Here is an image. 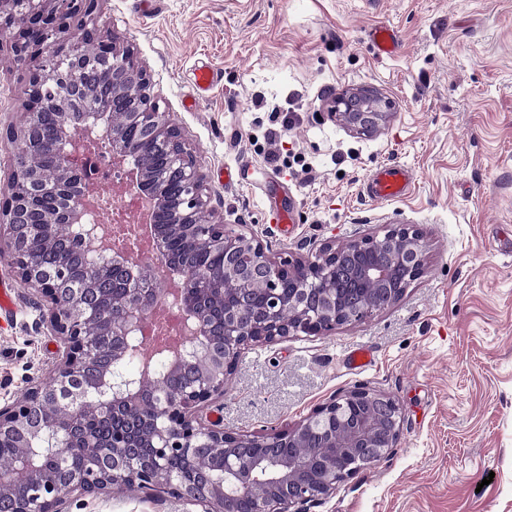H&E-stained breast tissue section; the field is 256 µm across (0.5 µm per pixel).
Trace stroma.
I'll return each mask as SVG.
<instances>
[{
  "instance_id": "stroma-1",
  "label": "stroma",
  "mask_w": 512,
  "mask_h": 512,
  "mask_svg": "<svg viewBox=\"0 0 512 512\" xmlns=\"http://www.w3.org/2000/svg\"><path fill=\"white\" fill-rule=\"evenodd\" d=\"M98 25L135 49L220 197L224 224L272 252L414 224L426 274L392 307L328 336L244 349L213 404L225 428L293 425L332 395L364 385L396 398L394 452L311 512H512V0H99ZM399 47L376 56L369 32ZM0 28V131L24 110L29 64ZM217 75L198 94L192 72ZM389 104L376 133L332 114L338 94ZM290 124L282 143L268 129ZM412 168L407 197L360 195L382 164ZM292 210L283 236L273 211ZM13 314L0 318V405L43 382L57 341L33 289L0 257ZM366 347L356 370L348 350ZM65 512H195L154 489L69 496Z\"/></svg>"
}]
</instances>
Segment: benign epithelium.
Listing matches in <instances>:
<instances>
[{
  "instance_id": "obj_1",
  "label": "benign epithelium",
  "mask_w": 512,
  "mask_h": 512,
  "mask_svg": "<svg viewBox=\"0 0 512 512\" xmlns=\"http://www.w3.org/2000/svg\"><path fill=\"white\" fill-rule=\"evenodd\" d=\"M97 2L0 0L17 29L15 58L36 63L23 119L0 133V142L21 145L0 196V253L34 288L62 344L49 379L0 407V434L16 440L0 463V512H62L67 495L132 487L165 488L202 512H309L393 452L402 422L394 397L355 386L263 435L230 431L204 411L224 397L246 347L325 335L398 302L426 272L424 235L386 224L307 257H278L215 220L180 127L150 95L133 48L101 34ZM386 109L355 91L336 99L334 115L370 133L386 123ZM141 143L153 156L140 154ZM102 155L122 176L118 198L152 202L137 220L155 241L149 268L137 252H117L112 225L124 215L109 219L92 205ZM175 237L216 252L221 264H183L169 250ZM34 242L59 261L35 259ZM164 308L180 313L182 343L142 351L137 371L120 372ZM73 452L90 469H69ZM44 453L51 470L34 465Z\"/></svg>"
}]
</instances>
